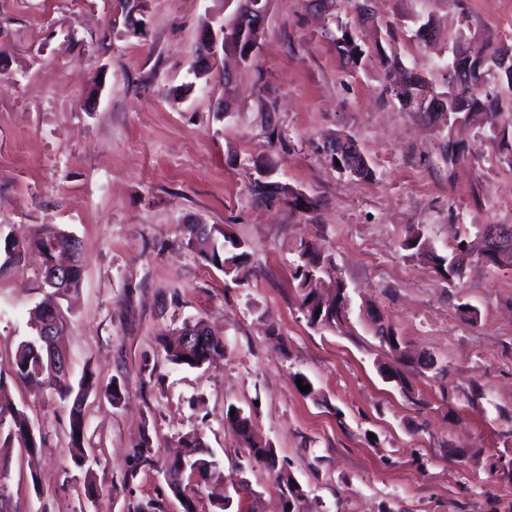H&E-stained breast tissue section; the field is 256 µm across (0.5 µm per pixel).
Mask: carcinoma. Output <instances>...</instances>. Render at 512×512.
I'll return each instance as SVG.
<instances>
[{"mask_svg": "<svg viewBox=\"0 0 512 512\" xmlns=\"http://www.w3.org/2000/svg\"><path fill=\"white\" fill-rule=\"evenodd\" d=\"M329 14L337 22V35L334 37L336 50L346 58L348 64L358 68L368 59L378 63L387 76L388 84L385 92L394 97L410 112H417L426 117L433 115L425 100L430 96L428 82L418 76H411L406 81L402 91L397 93L394 84L398 83L397 75L405 71L399 54L387 51L378 45L374 52L366 51L360 43L359 28L368 20L362 5L365 0H326ZM233 28L240 29L238 35L224 37V51L236 55L245 64L255 61L257 53L253 52L254 42L264 37V25L260 24L258 14L247 6V0H238L237 9L230 19ZM507 47L490 43L473 46L475 56L473 68L465 73L450 67V62L441 64L436 74L446 85H454L449 92L446 112L450 115L465 116L479 109H490L497 114H507V122L503 128V141H508L512 133V79L502 76L494 66V61ZM496 79L494 85H489L487 76ZM332 160L339 161L338 169L348 170L362 179H369L373 171L364 155L336 152L334 146H329ZM286 201L301 208H310V201L299 192L287 185H281L278 196H269L266 203L273 205ZM189 244L200 254L201 258L225 276L233 279L246 277L243 258L246 245L234 237L227 228L215 224L187 225ZM401 247L411 254L425 259L434 271L446 280L460 276L459 269L452 264V258L439 253L421 230L410 231L403 240ZM31 251L36 253L41 266L55 262L56 255L67 253L71 257L69 264L58 267L55 285L49 287L46 297L41 303L37 320L41 321L51 316V310L59 309V300L69 292L79 288L82 280V265L79 249L71 246L65 231L50 225L43 236L33 243ZM297 259L293 262V280L300 299L302 313L311 325L320 314L328 315V324L320 328L338 331L336 321V295L326 294L319 288L318 279L326 275L336 278V286L342 287L341 273L336 266L333 254L322 245L302 242L296 248ZM197 335L186 338L174 333V337L161 342L166 359L175 365L198 368L210 360L224 355V340L211 333L201 320L191 325ZM56 336L48 341L38 336L21 341L16 349L12 376L20 381H35L44 383L52 388L65 403L68 414V439L72 460L81 461L87 453L86 415L84 404L77 402V397L87 396L93 390L96 381L95 373L90 367H85L80 379L72 382L61 372V363L67 359L66 352L58 345V337L63 335L65 322L63 316H58L54 325ZM380 342L399 351L398 362L410 368L426 369L444 372L440 360L431 354L415 355L403 348L393 328L379 323L375 331ZM8 380L0 375V449L18 446L34 457L37 440L33 427L27 415L11 402L3 399ZM226 420L234 424L239 442L249 459L262 464L273 475L276 488L280 492L282 504L291 503L295 506L292 512H298L296 506L303 498V491L294 488L291 475L284 466L279 464L276 450L266 446L257 448L252 443L250 420L242 415V409L230 404L226 409ZM8 424V430H3V424ZM162 473L169 475L177 492L183 495L184 512H196L192 494L222 480L223 475L217 471V466L211 460V453L204 442L194 436L187 435L180 440L179 449L164 465ZM8 476L7 462L0 458V512H9L10 496L6 493Z\"/></svg>", "mask_w": 512, "mask_h": 512, "instance_id": "obj_1", "label": "carcinoma"}]
</instances>
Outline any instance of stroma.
<instances>
[{
	"instance_id": "obj_1",
	"label": "stroma",
	"mask_w": 512,
	"mask_h": 512,
	"mask_svg": "<svg viewBox=\"0 0 512 512\" xmlns=\"http://www.w3.org/2000/svg\"><path fill=\"white\" fill-rule=\"evenodd\" d=\"M368 43L396 32L406 69L430 75L462 34L512 46V0H370ZM233 0H143L142 35H125L118 0H0V372L46 296L29 246L52 224L72 233L81 286L60 301L70 375L84 367L100 391L86 401L93 459L78 467L55 392L10 380L32 422L36 460L5 449L15 512H137L160 501L182 512L161 473L182 437L200 434L219 463L228 512H281L272 481L248 461L225 419L250 416L304 491L301 512H512V266L482 254L476 228L512 224V167L502 121L449 125L383 95L384 75L350 69L327 14L309 0H271L253 65L200 73L196 44ZM433 18L443 38L417 42ZM283 140L269 143L266 125ZM368 159L363 180L337 169L331 140ZM464 148V157L444 158ZM309 198V210L259 203L254 160ZM229 226L250 274L231 281L188 243L187 224ZM421 229L440 252L468 231L475 250L448 281L401 247ZM328 247L351 289V335L307 323L293 288L300 241ZM477 310L466 317L462 304ZM382 314L402 345L440 358L444 374L406 372L410 394L382 379L395 358L367 321ZM204 321L224 355L200 368L171 364L163 335ZM315 396L305 395L299 378ZM120 381L112 402L103 387ZM481 398H472V390ZM150 461L134 457L141 435ZM134 472L131 481L123 475ZM101 491L84 494L86 482Z\"/></svg>"
}]
</instances>
